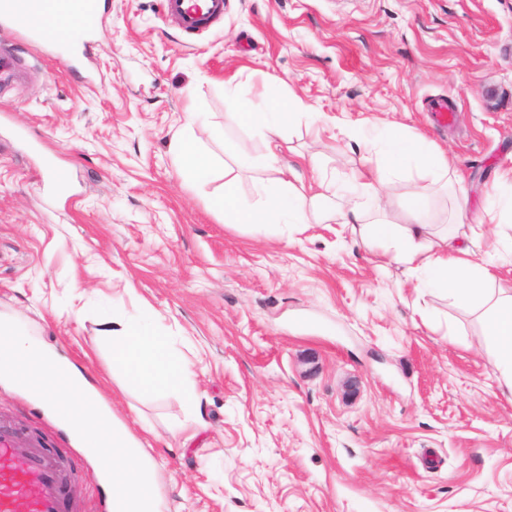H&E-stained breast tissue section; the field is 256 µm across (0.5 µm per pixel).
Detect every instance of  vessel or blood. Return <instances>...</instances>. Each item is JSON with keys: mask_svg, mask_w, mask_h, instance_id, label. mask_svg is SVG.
<instances>
[{"mask_svg": "<svg viewBox=\"0 0 512 512\" xmlns=\"http://www.w3.org/2000/svg\"><path fill=\"white\" fill-rule=\"evenodd\" d=\"M166 18L192 33L223 19L227 0H162ZM104 0H0V27L65 58L81 62L101 26ZM75 19L55 26L58 13ZM67 468L40 438L0 423V512H62Z\"/></svg>", "mask_w": 512, "mask_h": 512, "instance_id": "vessel-or-blood-1", "label": "vessel or blood"}]
</instances>
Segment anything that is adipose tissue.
<instances>
[{
	"instance_id": "obj_1",
	"label": "adipose tissue",
	"mask_w": 512,
	"mask_h": 512,
	"mask_svg": "<svg viewBox=\"0 0 512 512\" xmlns=\"http://www.w3.org/2000/svg\"><path fill=\"white\" fill-rule=\"evenodd\" d=\"M224 93L231 110L225 115V129L246 127L259 140L258 162L275 171V178L258 181L252 203L241 204L235 179L224 183L221 194L209 205L223 215L225 223L249 224L278 229L308 224L338 216L364 245L382 239L387 243L390 262L402 265L422 284L446 292L458 305L479 314L485 324L486 350L503 386L512 392V284L506 285L492 270L491 263L476 261L474 248L483 216L468 217L465 201H458L454 222L443 232L434 231L424 220L426 199L417 194L402 206L400 222L383 218L387 202L382 187L405 173L437 183L448 176V164L440 150L421 135L393 128L372 145L373 156L360 176L359 197L335 204L321 193H307L300 187V174L281 161V140L287 120H321V113L296 96L286 104L271 105L239 99L232 85ZM176 164L192 179L208 174L213 155L185 130L172 147ZM112 338V351L130 381L155 391L181 393L188 408H196L198 395L190 372L174 353L167 337L149 329L117 324L105 330Z\"/></svg>"
}]
</instances>
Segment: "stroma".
<instances>
[{
	"mask_svg": "<svg viewBox=\"0 0 512 512\" xmlns=\"http://www.w3.org/2000/svg\"><path fill=\"white\" fill-rule=\"evenodd\" d=\"M3 45L17 69L0 80V317L98 388L153 458L160 512H512V394L477 316L345 225L264 235L209 208L225 170L245 198L273 176L249 132L232 149L219 137L229 80L423 135L482 212L512 170V0H228L198 35L161 0H107L83 66L0 31ZM437 100L452 124L435 122ZM190 106L220 163L193 181L172 153ZM286 135L305 185L352 189L362 145L303 121ZM421 191L446 224L453 190L408 176L386 188L395 202ZM114 312L169 336L199 413L127 383L101 325ZM0 419L63 455L68 503L95 512L111 495L69 429L2 378Z\"/></svg>",
	"mask_w": 512,
	"mask_h": 512,
	"instance_id": "1",
	"label": "stroma"
}]
</instances>
